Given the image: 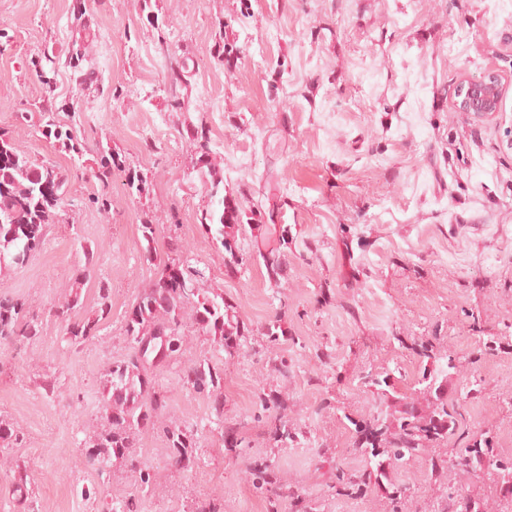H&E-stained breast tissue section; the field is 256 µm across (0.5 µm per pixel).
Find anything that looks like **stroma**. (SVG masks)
<instances>
[{
  "mask_svg": "<svg viewBox=\"0 0 512 512\" xmlns=\"http://www.w3.org/2000/svg\"><path fill=\"white\" fill-rule=\"evenodd\" d=\"M460 28L470 38L453 56ZM223 39L238 48L229 67L215 57ZM48 51L52 72L39 65ZM171 58L186 83L170 81ZM490 69L505 87L499 112L457 111L454 87ZM41 112L75 125L83 166L46 136ZM193 127L207 132L222 193L261 212L260 226L239 229L232 275L199 222L211 199L193 170ZM0 130L68 181L42 248L0 270V296L21 299L40 330L0 347V416L24 434L8 456L30 465L20 503L0 463V512H106L115 497L138 512H198L216 498L224 512H512L501 469L512 463V0H0ZM100 142L123 160L105 211L90 201ZM284 229L293 244L274 288L262 256ZM173 238L249 334L230 355L184 328L187 359L224 371L223 422L179 387L182 364L151 368L199 448L177 470L163 439L143 432L134 457L156 483L142 489L129 464L99 472L84 442L108 367L130 352L125 319ZM87 246L97 264L83 281ZM102 284L111 312L96 340L72 346L52 307L74 287L72 320L96 316ZM280 313L286 334L273 346L262 331ZM261 393L283 401L293 441H269ZM439 399L461 415L389 467L401 487L392 496L355 425ZM483 438L492 452L470 459ZM257 462L287 498L254 489Z\"/></svg>",
  "mask_w": 512,
  "mask_h": 512,
  "instance_id": "35a3bbf8",
  "label": "stroma"
}]
</instances>
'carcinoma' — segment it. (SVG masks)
<instances>
[{
    "label": "carcinoma",
    "mask_w": 512,
    "mask_h": 512,
    "mask_svg": "<svg viewBox=\"0 0 512 512\" xmlns=\"http://www.w3.org/2000/svg\"><path fill=\"white\" fill-rule=\"evenodd\" d=\"M46 132L54 135L74 152L73 161L83 157L72 127L60 124L53 113H41ZM198 155L195 172L209 186L212 207L200 215V224L216 244L228 254L225 271L237 272L240 248L238 227L256 220L257 210L244 208L236 199L220 194L223 182L217 165L209 160L210 139L205 131L189 136ZM97 171L94 176L101 189L109 185L112 169L122 160L112 149L97 148ZM62 173L51 163L36 164L4 134L0 135V265L24 266L44 241L45 228L60 217L63 200ZM269 281L279 285L287 268L286 254L277 251L263 257ZM100 308L94 318L67 324L66 335L73 345H81L97 337L99 321L109 313L110 289L98 288ZM233 305L224 295L206 287L204 271L185 263L165 265L155 280L141 291L126 317L125 334L131 344L128 358L107 369L100 420L92 430L84 449L89 461L126 462L131 459L143 430H158L166 443L170 466L189 468L197 459L196 430L167 417L169 397L157 392L149 376L152 366L148 352L161 337H166L167 361L183 357L188 350V336L182 323L188 319L214 337L225 352L233 353L247 332L245 325L233 319ZM39 335L36 322L25 319V304L18 299L0 298V345L17 344ZM223 372L205 361H192L179 379L182 388L205 397L216 421L224 418ZM282 402L265 394L257 396L256 408L271 418L270 436L279 445L290 439L288 421L278 413ZM453 422L448 404L440 401L426 413H407L395 427L380 426V447L395 458L404 451L422 447L440 435L445 424ZM21 431L8 420L0 418V451L20 441ZM13 493L21 498L29 495L28 466L15 463L9 469ZM253 484L261 492L276 489V496L285 494L284 486L272 479L269 466L261 463L253 468Z\"/></svg>",
    "instance_id": "obj_1"
}]
</instances>
